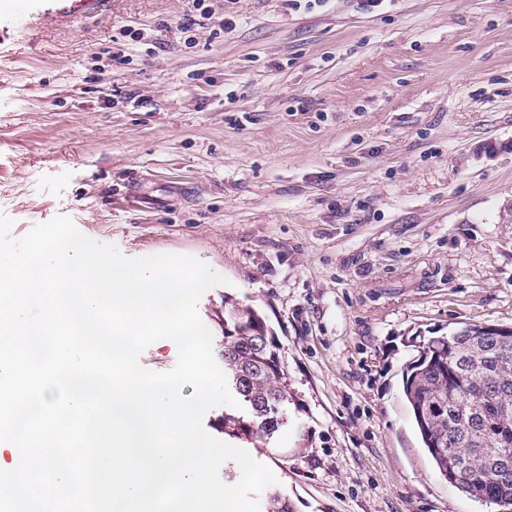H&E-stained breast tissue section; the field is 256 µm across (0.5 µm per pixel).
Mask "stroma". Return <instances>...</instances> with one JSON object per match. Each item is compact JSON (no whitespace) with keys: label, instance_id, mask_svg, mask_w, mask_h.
I'll return each instance as SVG.
<instances>
[{"label":"stroma","instance_id":"1","mask_svg":"<svg viewBox=\"0 0 512 512\" xmlns=\"http://www.w3.org/2000/svg\"><path fill=\"white\" fill-rule=\"evenodd\" d=\"M112 0L0 14V211L226 277L293 402L267 465L294 512H498L440 476L402 374L423 339L512 326V0ZM233 20L224 30L221 19ZM141 33L125 61L126 32ZM48 9L35 13L33 0H2L0 10L12 14L18 23L44 21L50 25H72L78 20L102 17L111 8L112 0H48Z\"/></svg>","mask_w":512,"mask_h":512}]
</instances>
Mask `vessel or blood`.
Wrapping results in <instances>:
<instances>
[{"label": "vessel or blood", "mask_w": 512, "mask_h": 512, "mask_svg": "<svg viewBox=\"0 0 512 512\" xmlns=\"http://www.w3.org/2000/svg\"><path fill=\"white\" fill-rule=\"evenodd\" d=\"M48 3V9L37 13L33 10V0H0V9L8 11L21 24L43 21L66 26L106 15L112 0H48Z\"/></svg>", "instance_id": "b4317fda"}]
</instances>
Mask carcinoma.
I'll list each match as a JSON object with an SVG mask.
<instances>
[{
    "mask_svg": "<svg viewBox=\"0 0 512 512\" xmlns=\"http://www.w3.org/2000/svg\"><path fill=\"white\" fill-rule=\"evenodd\" d=\"M265 318L250 307L224 297V373L242 409L224 414V434L237 439L272 438L288 423L292 395L287 373L271 339ZM484 325L467 324L447 336H432L421 346L402 376L422 443L443 477L448 470H466L463 481L477 483L476 492L460 491L512 512V476L502 479L494 459L512 451V341L496 354L484 352ZM463 364L457 374L448 366V348ZM509 378L508 385L498 379ZM469 427L472 451L461 457L441 449L448 432Z\"/></svg>",
    "mask_w": 512,
    "mask_h": 512,
    "instance_id": "cac0c4a2",
    "label": "carcinoma"
}]
</instances>
